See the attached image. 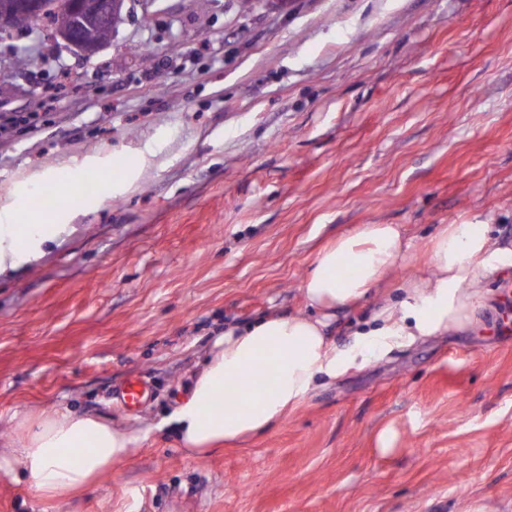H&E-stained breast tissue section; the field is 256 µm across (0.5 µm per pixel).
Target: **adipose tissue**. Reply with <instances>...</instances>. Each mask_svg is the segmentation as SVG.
<instances>
[{
    "mask_svg": "<svg viewBox=\"0 0 512 512\" xmlns=\"http://www.w3.org/2000/svg\"><path fill=\"white\" fill-rule=\"evenodd\" d=\"M57 231L1 214L0 271ZM410 248L400 225H359L314 257L301 284L308 313H271L217 333L172 418L182 448L202 457L297 409L318 379L336 378L357 358L470 327L484 302L482 281L512 266V247L492 239L485 225H445L431 242L428 275L403 281L402 300H383L373 327L357 333L349 349H336L327 335L335 310L371 294ZM19 428L18 442L0 449V473H22L42 500L97 481L141 440L128 426L67 408L23 417Z\"/></svg>",
    "mask_w": 512,
    "mask_h": 512,
    "instance_id": "1",
    "label": "adipose tissue"
}]
</instances>
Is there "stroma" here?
Instances as JSON below:
<instances>
[{"mask_svg":"<svg viewBox=\"0 0 512 512\" xmlns=\"http://www.w3.org/2000/svg\"><path fill=\"white\" fill-rule=\"evenodd\" d=\"M127 0L109 46L0 30V212L30 223L59 171L124 180L61 214L0 274V444L19 417L97 414L142 440L46 507L0 474V512H512V268L473 325L359 360L259 433L203 458L169 419L225 324L307 309L317 252L397 224L409 260L337 310L352 344L428 269L445 224L512 242V0ZM33 59L15 69L11 46ZM151 64H143L144 49ZM38 113L37 125L23 123ZM143 379L137 413L113 393Z\"/></svg>","mask_w":512,"mask_h":512,"instance_id":"obj_1","label":"stroma"}]
</instances>
